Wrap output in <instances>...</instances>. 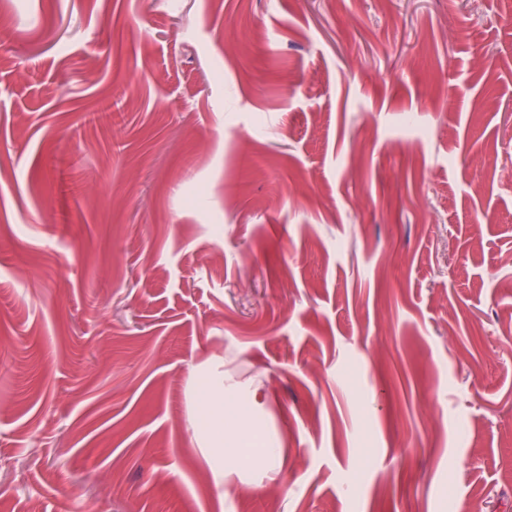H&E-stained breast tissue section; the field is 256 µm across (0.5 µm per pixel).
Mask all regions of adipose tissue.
I'll use <instances>...</instances> for the list:
<instances>
[{"label":"adipose tissue","instance_id":"adipose-tissue-1","mask_svg":"<svg viewBox=\"0 0 512 512\" xmlns=\"http://www.w3.org/2000/svg\"><path fill=\"white\" fill-rule=\"evenodd\" d=\"M199 416L193 423L196 438L205 448L216 483H223L229 471L263 469L275 477L280 469V448L274 438L259 453H251L254 439L253 417L257 398L251 391H232L224 386L223 376L196 374Z\"/></svg>","mask_w":512,"mask_h":512}]
</instances>
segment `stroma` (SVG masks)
Returning <instances> with one entry per match:
<instances>
[{
  "mask_svg": "<svg viewBox=\"0 0 512 512\" xmlns=\"http://www.w3.org/2000/svg\"><path fill=\"white\" fill-rule=\"evenodd\" d=\"M510 15L0 0V512H512ZM199 416L193 423L196 438L205 447L207 461L215 482L224 485L228 470L261 468L270 479L280 469L278 442L268 437L267 448L252 454L247 448L255 438L253 417L257 398L253 391L224 388V375L196 373Z\"/></svg>",
  "mask_w": 512,
  "mask_h": 512,
  "instance_id": "35a3bbf8",
  "label": "stroma"
}]
</instances>
